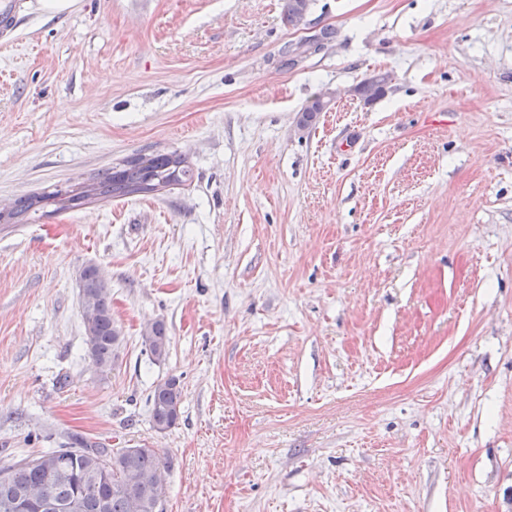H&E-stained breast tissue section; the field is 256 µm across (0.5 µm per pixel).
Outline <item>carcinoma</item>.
<instances>
[{
  "label": "carcinoma",
  "instance_id": "1",
  "mask_svg": "<svg viewBox=\"0 0 512 512\" xmlns=\"http://www.w3.org/2000/svg\"><path fill=\"white\" fill-rule=\"evenodd\" d=\"M311 0H286L285 19L295 26L309 11ZM327 109L315 95L302 109L298 124L308 127ZM192 168L176 152L136 155L102 174L95 181L56 189L17 199L1 224H12L19 217L36 213L50 204L54 211L81 208L108 198L130 195H158L191 181ZM80 294L94 298V312L82 313L84 329L91 332L93 345L88 352L102 369L112 368L124 341L122 331L112 321L111 288L99 279L97 268L88 265L80 273ZM142 340L156 362L169 354L170 337L164 321L159 320L142 332ZM151 422L162 432L174 427L181 415L182 392L175 377L158 383L150 395ZM8 472V491L28 512L26 504L46 495L59 504L76 505L65 512H162L166 499V480L155 449H112L102 442H91L81 435L68 437V444L50 448L32 458H23L0 467Z\"/></svg>",
  "mask_w": 512,
  "mask_h": 512
}]
</instances>
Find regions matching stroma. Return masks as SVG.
Returning a JSON list of instances; mask_svg holds the SVG:
<instances>
[{"label":"stroma","mask_w":512,"mask_h":512,"mask_svg":"<svg viewBox=\"0 0 512 512\" xmlns=\"http://www.w3.org/2000/svg\"><path fill=\"white\" fill-rule=\"evenodd\" d=\"M9 2L0 203L158 151L194 179L0 227V465L79 434L155 448L167 512H512V0ZM337 95V91L333 89H326L323 91V94L320 93L315 95L311 101L302 109L298 124L300 127H308L313 124V122L316 120L320 112H324L328 107L325 105L321 98L324 100H331V102H335ZM321 97V98H320ZM97 271L95 266L88 265L80 273V307L85 334L90 330L93 336L91 347L86 340L91 358L99 368L112 369V362L118 357L124 336L112 321L111 288L105 280L99 279ZM83 294H90L94 298V312L91 315L83 310ZM148 348L152 359L156 362L164 361L169 354L170 337L164 321H155L148 326L141 336ZM151 422L156 431L174 427L181 415L182 392L175 377L158 383L150 395Z\"/></svg>","instance_id":"35a3bbf8"}]
</instances>
